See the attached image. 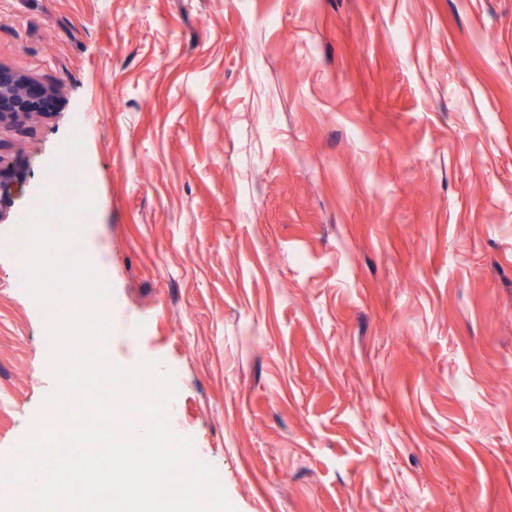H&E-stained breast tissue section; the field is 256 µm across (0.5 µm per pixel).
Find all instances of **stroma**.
I'll return each mask as SVG.
<instances>
[{
    "label": "stroma",
    "instance_id": "35a3bbf8",
    "mask_svg": "<svg viewBox=\"0 0 512 512\" xmlns=\"http://www.w3.org/2000/svg\"><path fill=\"white\" fill-rule=\"evenodd\" d=\"M0 466L43 423L8 243L84 127L113 363L236 512H512V0H0ZM0 68V122L17 114L41 112L52 89L21 79Z\"/></svg>",
    "mask_w": 512,
    "mask_h": 512
}]
</instances>
